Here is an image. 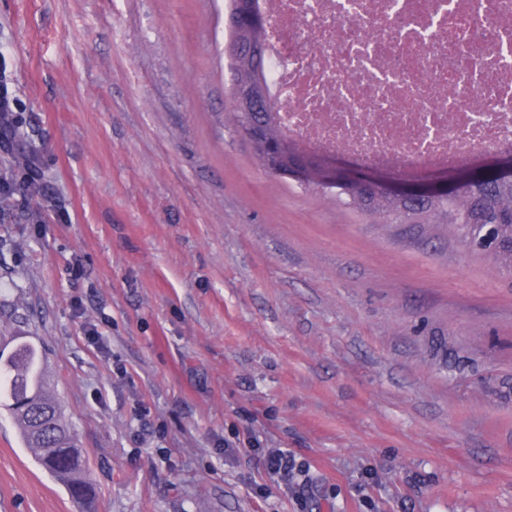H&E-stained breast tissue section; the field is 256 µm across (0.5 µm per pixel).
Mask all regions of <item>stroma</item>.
I'll return each mask as SVG.
<instances>
[{"mask_svg":"<svg viewBox=\"0 0 512 512\" xmlns=\"http://www.w3.org/2000/svg\"><path fill=\"white\" fill-rule=\"evenodd\" d=\"M230 9L0 0V341L96 512H512V275L260 168ZM0 512H82L5 413ZM292 465L288 451L283 449L269 452L264 461V467L267 472L273 476L278 475L281 478H288Z\"/></svg>","mask_w":512,"mask_h":512,"instance_id":"stroma-1","label":"stroma"}]
</instances>
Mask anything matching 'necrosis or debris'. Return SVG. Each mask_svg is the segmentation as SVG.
Returning <instances> with one entry per match:
<instances>
[{
    "label": "necrosis or debris",
    "mask_w": 512,
    "mask_h": 512,
    "mask_svg": "<svg viewBox=\"0 0 512 512\" xmlns=\"http://www.w3.org/2000/svg\"><path fill=\"white\" fill-rule=\"evenodd\" d=\"M286 132L413 167L512 147V0H259Z\"/></svg>",
    "instance_id": "4bbe7bcc"
}]
</instances>
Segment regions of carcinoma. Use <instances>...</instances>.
Segmentation results:
<instances>
[{
  "instance_id": "obj_1",
  "label": "carcinoma",
  "mask_w": 512,
  "mask_h": 512,
  "mask_svg": "<svg viewBox=\"0 0 512 512\" xmlns=\"http://www.w3.org/2000/svg\"><path fill=\"white\" fill-rule=\"evenodd\" d=\"M263 69V63L251 60L234 65L235 78L244 79L252 96L261 103L270 98ZM256 114L264 125V141L285 139L273 110L263 107ZM336 200L375 212L392 223L444 217L449 223L466 224L469 235L478 224H500L504 234L512 235V178L472 185L451 201L434 200L419 208L377 195L340 193ZM0 410L15 420L23 446L34 453L37 463L63 482L72 498L83 504L90 502L94 490L84 477L85 456L62 417L58 401L44 386L41 360L30 343H17L7 353L0 349Z\"/></svg>"
}]
</instances>
